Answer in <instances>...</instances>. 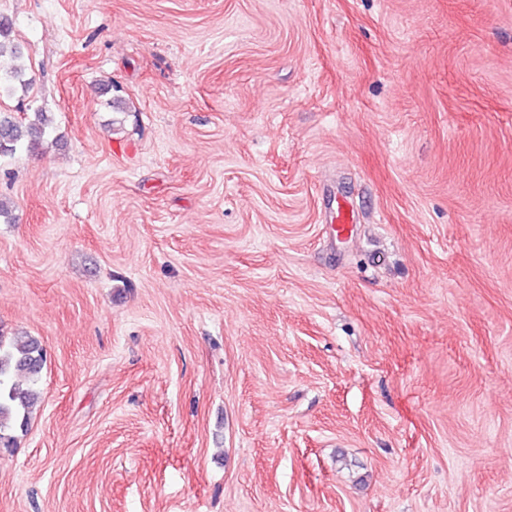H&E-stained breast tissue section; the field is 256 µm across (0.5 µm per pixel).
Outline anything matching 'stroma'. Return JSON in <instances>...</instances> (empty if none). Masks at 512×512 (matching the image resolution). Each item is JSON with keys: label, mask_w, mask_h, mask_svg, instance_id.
I'll return each instance as SVG.
<instances>
[{"label": "stroma", "mask_w": 512, "mask_h": 512, "mask_svg": "<svg viewBox=\"0 0 512 512\" xmlns=\"http://www.w3.org/2000/svg\"><path fill=\"white\" fill-rule=\"evenodd\" d=\"M0 15L53 118L0 159V512H512V0ZM355 214L352 208L345 202H337L331 223L335 224L334 231L337 236H349L354 231ZM44 364V351L36 337L0 333V445L10 447L14 432L27 430L40 400L38 383ZM19 377H24L25 386Z\"/></svg>", "instance_id": "obj_1"}]
</instances>
